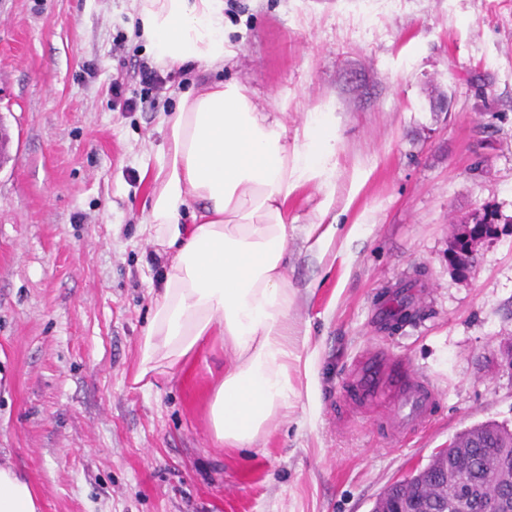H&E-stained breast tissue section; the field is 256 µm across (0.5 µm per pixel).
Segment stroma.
<instances>
[{"label": "stroma", "mask_w": 512, "mask_h": 512, "mask_svg": "<svg viewBox=\"0 0 512 512\" xmlns=\"http://www.w3.org/2000/svg\"><path fill=\"white\" fill-rule=\"evenodd\" d=\"M235 56L168 70L132 0H0V450L44 512H371L393 481L472 425L512 427V0H240ZM137 107L112 96L114 81ZM243 85L296 136L333 112V179L288 202L291 317L308 368L294 406L248 448L208 421L224 373L209 344L180 375L132 383L171 252L140 235L162 113ZM489 207L502 233L466 278L452 223ZM335 226L325 246L310 225ZM377 344L425 373L438 402L405 437L346 378ZM135 67L140 84L150 93L161 94L165 89L167 78H163L156 67H153L148 61H139Z\"/></svg>", "instance_id": "obj_1"}]
</instances>
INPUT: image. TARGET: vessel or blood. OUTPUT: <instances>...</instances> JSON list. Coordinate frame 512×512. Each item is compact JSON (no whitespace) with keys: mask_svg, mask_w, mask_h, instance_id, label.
<instances>
[{"mask_svg":"<svg viewBox=\"0 0 512 512\" xmlns=\"http://www.w3.org/2000/svg\"><path fill=\"white\" fill-rule=\"evenodd\" d=\"M349 381L353 403L364 406L388 397L391 405L386 420L388 435H408L431 416L437 390L430 379L400 363L384 347L365 350L356 361Z\"/></svg>","mask_w":512,"mask_h":512,"instance_id":"b4317fda","label":"vessel or blood"}]
</instances>
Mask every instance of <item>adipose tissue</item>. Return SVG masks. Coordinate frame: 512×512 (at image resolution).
<instances>
[{
  "label": "adipose tissue",
  "mask_w": 512,
  "mask_h": 512,
  "mask_svg": "<svg viewBox=\"0 0 512 512\" xmlns=\"http://www.w3.org/2000/svg\"><path fill=\"white\" fill-rule=\"evenodd\" d=\"M160 64H223L224 0H133ZM167 135L141 231L174 255L139 339L134 383L175 373L217 336L231 364L208 404L211 431L251 447L288 411L301 355L290 315L288 200L321 172L336 127L308 121L301 146L259 111L239 83L182 96L161 119ZM10 456H0V512H42Z\"/></svg>",
  "instance_id": "1"
}]
</instances>
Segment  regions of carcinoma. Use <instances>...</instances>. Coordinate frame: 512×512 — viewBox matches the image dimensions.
Segmentation results:
<instances>
[{"mask_svg":"<svg viewBox=\"0 0 512 512\" xmlns=\"http://www.w3.org/2000/svg\"><path fill=\"white\" fill-rule=\"evenodd\" d=\"M453 461L452 473L448 474V487L435 494V509L452 512L449 508L459 493V484L478 485L480 501L473 512H494L497 494V475L512 471V430L495 421H486L459 432L449 443L432 457L431 468L416 472L412 479H405L392 488L404 495H413L436 478L444 459Z\"/></svg>","mask_w":512,"mask_h":512,"instance_id":"obj_1","label":"carcinoma"}]
</instances>
